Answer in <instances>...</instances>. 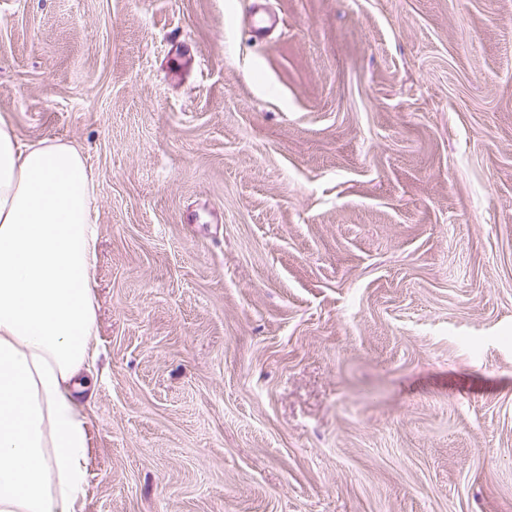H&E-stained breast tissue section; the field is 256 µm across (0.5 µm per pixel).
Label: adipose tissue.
Returning a JSON list of instances; mask_svg holds the SVG:
<instances>
[{
  "label": "adipose tissue",
  "instance_id": "1",
  "mask_svg": "<svg viewBox=\"0 0 512 512\" xmlns=\"http://www.w3.org/2000/svg\"><path fill=\"white\" fill-rule=\"evenodd\" d=\"M93 175L0 117V512H82L99 354Z\"/></svg>",
  "mask_w": 512,
  "mask_h": 512
}]
</instances>
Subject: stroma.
<instances>
[{"mask_svg":"<svg viewBox=\"0 0 512 512\" xmlns=\"http://www.w3.org/2000/svg\"><path fill=\"white\" fill-rule=\"evenodd\" d=\"M0 117L94 178L83 512H512V0H0Z\"/></svg>","mask_w":512,"mask_h":512,"instance_id":"1","label":"stroma"}]
</instances>
